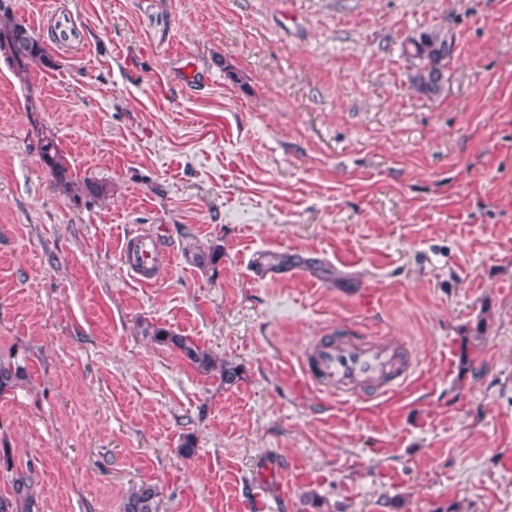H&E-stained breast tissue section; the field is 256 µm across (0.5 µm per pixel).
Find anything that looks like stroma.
<instances>
[{
    "label": "stroma",
    "mask_w": 512,
    "mask_h": 512,
    "mask_svg": "<svg viewBox=\"0 0 512 512\" xmlns=\"http://www.w3.org/2000/svg\"><path fill=\"white\" fill-rule=\"evenodd\" d=\"M4 5L47 60L0 52V358L27 364L0 496L24 475L39 512H124L143 484L159 512H512V0ZM430 25L455 39L435 100L402 56ZM48 139L107 195L60 189ZM146 233L148 286L125 260ZM344 324L405 345L411 387L363 410L304 386ZM145 328V334L153 336V338L162 344L172 346L180 351L185 359L194 364L197 369L204 373H210L213 370L219 371L221 381L226 385H231L237 379V372L235 368L228 366L227 363H222L219 369H216V361L211 354L205 350L200 349L192 341L183 336H178L171 332L162 329L152 328L151 332Z\"/></svg>",
    "instance_id": "obj_1"
}]
</instances>
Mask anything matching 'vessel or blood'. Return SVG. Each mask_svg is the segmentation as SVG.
Returning a JSON list of instances; mask_svg holds the SVG:
<instances>
[{
	"label": "vessel or blood",
	"instance_id": "b4317fda",
	"mask_svg": "<svg viewBox=\"0 0 512 512\" xmlns=\"http://www.w3.org/2000/svg\"><path fill=\"white\" fill-rule=\"evenodd\" d=\"M151 245L150 238H142L137 249L126 256L134 277L145 285L154 281ZM300 371L310 386L355 398L366 408L377 399L406 391L413 361L398 344L344 325L310 340Z\"/></svg>",
	"mask_w": 512,
	"mask_h": 512
}]
</instances>
